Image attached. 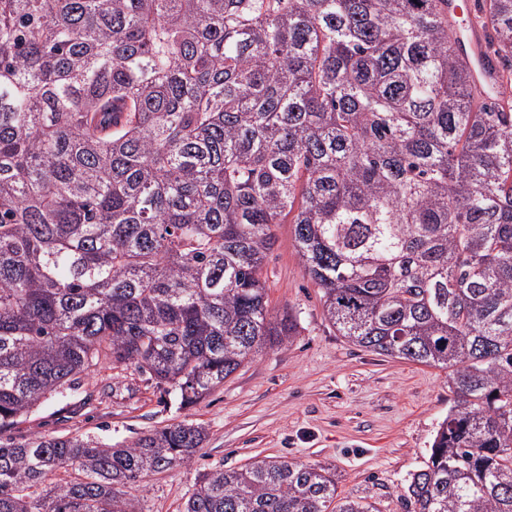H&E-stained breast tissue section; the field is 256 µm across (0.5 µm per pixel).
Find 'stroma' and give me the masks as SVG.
I'll return each mask as SVG.
<instances>
[{"mask_svg": "<svg viewBox=\"0 0 512 512\" xmlns=\"http://www.w3.org/2000/svg\"><path fill=\"white\" fill-rule=\"evenodd\" d=\"M264 276L273 313L292 311L298 335L263 348L199 404L178 410L174 396L135 367L103 365L19 418L13 438L83 435L115 444L182 419L202 424L208 437L191 462L126 487L134 512H184L204 474L267 456L332 466L341 495L369 498L378 512H413L407 486L453 403L447 371L338 336L302 270L292 225L278 226Z\"/></svg>", "mask_w": 512, "mask_h": 512, "instance_id": "obj_1", "label": "stroma"}]
</instances>
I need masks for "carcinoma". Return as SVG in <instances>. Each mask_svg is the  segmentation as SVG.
Segmentation results:
<instances>
[{
  "label": "carcinoma",
  "instance_id": "obj_1",
  "mask_svg": "<svg viewBox=\"0 0 512 512\" xmlns=\"http://www.w3.org/2000/svg\"><path fill=\"white\" fill-rule=\"evenodd\" d=\"M0 0V512H130L191 461L182 420L124 444L7 435L100 365L194 405L265 346L263 264L294 224L349 343L448 371L415 512H512V0ZM184 512H377L319 463L203 476ZM463 26L465 57L470 67L471 79L480 88L482 84L491 85L495 79V70L491 57L485 50V38L475 28L465 24Z\"/></svg>",
  "mask_w": 512,
  "mask_h": 512
}]
</instances>
